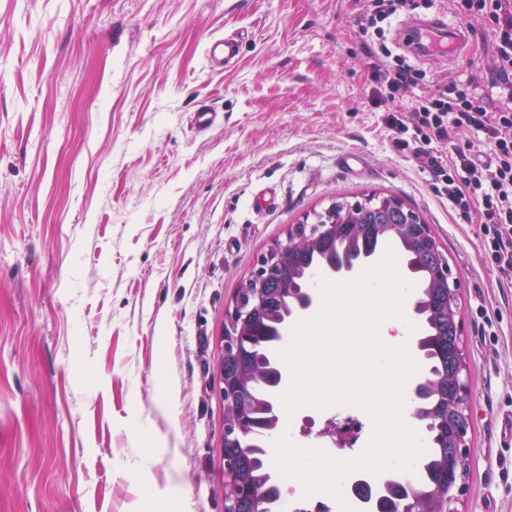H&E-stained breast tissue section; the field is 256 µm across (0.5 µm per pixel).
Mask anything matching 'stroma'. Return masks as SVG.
Returning a JSON list of instances; mask_svg holds the SVG:
<instances>
[{
    "label": "stroma",
    "mask_w": 512,
    "mask_h": 512,
    "mask_svg": "<svg viewBox=\"0 0 512 512\" xmlns=\"http://www.w3.org/2000/svg\"><path fill=\"white\" fill-rule=\"evenodd\" d=\"M385 29L432 82L487 88L490 25L415 0ZM364 0H0V512H224L227 308L291 225L378 192L457 281L470 419L459 512H512V284L478 221L398 152ZM466 22L469 54L402 25ZM237 56L208 63L215 38ZM202 105L218 112L192 127ZM355 152L353 168L339 158ZM272 205L254 207L266 190ZM281 414L293 444L328 423Z\"/></svg>",
    "instance_id": "obj_1"
}]
</instances>
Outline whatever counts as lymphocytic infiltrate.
Masks as SVG:
<instances>
[{
    "label": "lymphocytic infiltrate",
    "instance_id": "obj_1",
    "mask_svg": "<svg viewBox=\"0 0 512 512\" xmlns=\"http://www.w3.org/2000/svg\"><path fill=\"white\" fill-rule=\"evenodd\" d=\"M466 16L485 19L494 35L497 96L470 84L449 83L419 93L425 78L387 46L379 48L392 63L380 77L382 102H405V113L391 111L386 123L399 151L425 154L427 145L447 139L449 130L477 134L490 153L479 162L472 146L455 149L449 163L432 159L434 187L445 196L460 219L479 218L485 251L499 272L512 280V0H457ZM411 0H366L360 18L362 32L382 40Z\"/></svg>",
    "mask_w": 512,
    "mask_h": 512
}]
</instances>
